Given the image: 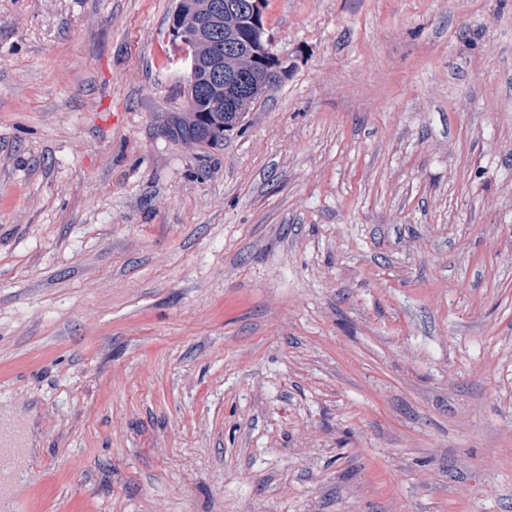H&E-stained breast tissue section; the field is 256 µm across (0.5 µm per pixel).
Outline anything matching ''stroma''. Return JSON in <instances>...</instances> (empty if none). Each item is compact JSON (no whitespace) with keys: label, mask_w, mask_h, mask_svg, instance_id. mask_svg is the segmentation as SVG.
Returning <instances> with one entry per match:
<instances>
[{"label":"stroma","mask_w":512,"mask_h":512,"mask_svg":"<svg viewBox=\"0 0 512 512\" xmlns=\"http://www.w3.org/2000/svg\"><path fill=\"white\" fill-rule=\"evenodd\" d=\"M175 0H0L11 512H512V0H267L187 146Z\"/></svg>","instance_id":"1"}]
</instances>
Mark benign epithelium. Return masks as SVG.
<instances>
[{
  "mask_svg": "<svg viewBox=\"0 0 512 512\" xmlns=\"http://www.w3.org/2000/svg\"><path fill=\"white\" fill-rule=\"evenodd\" d=\"M185 0H178L175 15L179 22L172 28L180 39L187 68V85L199 81L223 80L216 87L224 101L219 115L230 131L246 112L244 102L264 93L287 72L283 60L271 51V39L264 24L265 0H209L201 10H186ZM250 30V36L240 41V31ZM224 34V47L214 46L215 36Z\"/></svg>",
  "mask_w": 512,
  "mask_h": 512,
  "instance_id": "7a95c632",
  "label": "benign epithelium"
}]
</instances>
